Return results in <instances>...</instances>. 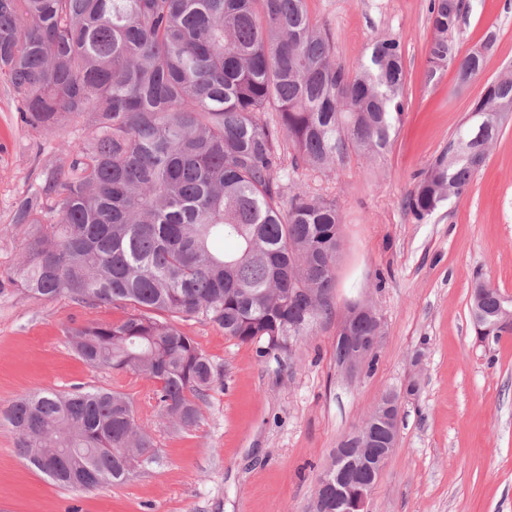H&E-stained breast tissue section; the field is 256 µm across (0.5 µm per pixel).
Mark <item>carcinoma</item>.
Listing matches in <instances>:
<instances>
[{
  "label": "carcinoma",
  "instance_id": "carcinoma-1",
  "mask_svg": "<svg viewBox=\"0 0 512 512\" xmlns=\"http://www.w3.org/2000/svg\"><path fill=\"white\" fill-rule=\"evenodd\" d=\"M463 0H432L430 76L465 85L485 57L448 35ZM23 121L51 133L72 114L86 134L15 203L21 260L0 272L27 297L110 304L112 322L74 329L93 368L151 379L173 429L194 426L221 373L180 323L203 320L265 358L332 311L342 217L336 199L279 180L384 155L403 112L400 40H375L354 68L307 0H0V76ZM512 108V71L489 82L408 195L423 220L461 197ZM292 151L284 166L281 146ZM474 332H512L488 282ZM17 454L56 484L90 492L157 462L152 430L118 389H44L0 408ZM347 495L367 474L340 475Z\"/></svg>",
  "mask_w": 512,
  "mask_h": 512
}]
</instances>
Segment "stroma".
Listing matches in <instances>:
<instances>
[{
    "instance_id": "stroma-1",
    "label": "stroma",
    "mask_w": 512,
    "mask_h": 512,
    "mask_svg": "<svg viewBox=\"0 0 512 512\" xmlns=\"http://www.w3.org/2000/svg\"><path fill=\"white\" fill-rule=\"evenodd\" d=\"M430 0H307L327 22L336 59L363 62L379 37L403 48L404 112L383 158L351 157L325 173L305 168L282 181L337 200L341 249L331 314L292 349L256 358L252 347L205 321L183 323L222 371L199 423L171 432L145 378L92 368L69 328L112 321L122 310L70 298L36 301L0 292V407L37 389H118L151 426L159 460L121 485L86 493L31 469L0 422V507L6 512H310L334 448L381 393H402L399 442L369 512H512V333L478 341L470 313L476 280L512 296V122L459 199L417 220L408 192L447 148L487 80L512 65V0H465L452 35L461 51L487 45L482 74L462 86L455 67L428 76ZM0 80V271L15 265L22 234L16 201L81 134L73 118L54 134L23 123ZM369 301L384 324L374 370L336 368V330L350 302ZM421 361H414V354ZM417 384L415 394L406 386Z\"/></svg>"
}]
</instances>
